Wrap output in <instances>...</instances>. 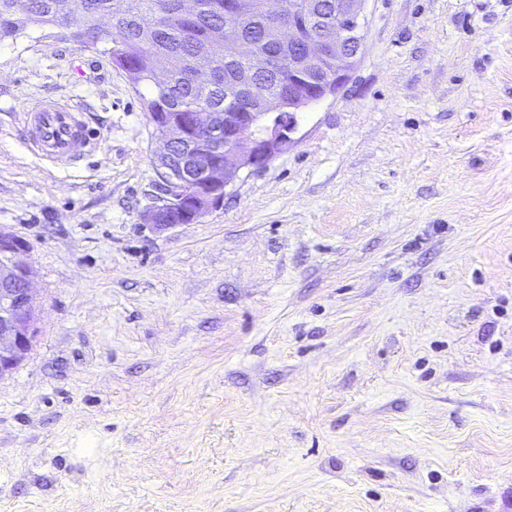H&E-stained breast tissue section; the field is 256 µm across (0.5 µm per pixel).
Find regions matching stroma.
<instances>
[{
  "label": "stroma",
  "mask_w": 512,
  "mask_h": 512,
  "mask_svg": "<svg viewBox=\"0 0 512 512\" xmlns=\"http://www.w3.org/2000/svg\"><path fill=\"white\" fill-rule=\"evenodd\" d=\"M349 81L197 223L102 50L0 43V225L39 332L0 512H512V0H368ZM78 105L63 168L23 104Z\"/></svg>",
  "instance_id": "35a3bbf8"
}]
</instances>
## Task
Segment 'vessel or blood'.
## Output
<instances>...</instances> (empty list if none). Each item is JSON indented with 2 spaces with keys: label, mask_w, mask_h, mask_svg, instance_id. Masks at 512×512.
Returning <instances> with one entry per match:
<instances>
[{
  "label": "vessel or blood",
  "mask_w": 512,
  "mask_h": 512,
  "mask_svg": "<svg viewBox=\"0 0 512 512\" xmlns=\"http://www.w3.org/2000/svg\"><path fill=\"white\" fill-rule=\"evenodd\" d=\"M31 149L53 162L72 166L96 153L99 139L71 103L44 99L23 110Z\"/></svg>",
  "instance_id": "1"
}]
</instances>
